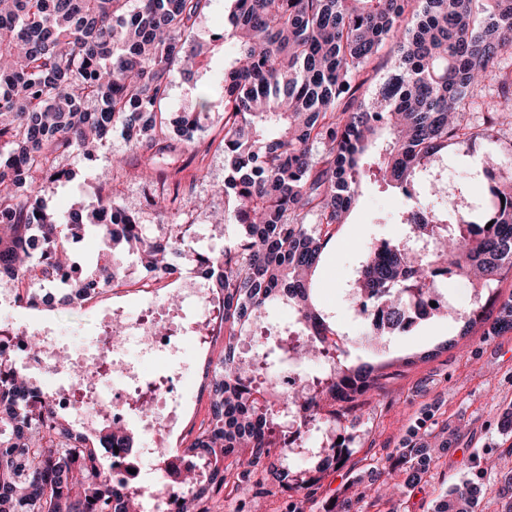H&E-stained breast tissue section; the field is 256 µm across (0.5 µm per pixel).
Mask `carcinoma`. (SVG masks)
<instances>
[{
	"label": "carcinoma",
	"mask_w": 512,
	"mask_h": 512,
	"mask_svg": "<svg viewBox=\"0 0 512 512\" xmlns=\"http://www.w3.org/2000/svg\"><path fill=\"white\" fill-rule=\"evenodd\" d=\"M210 0H0V288L17 299L50 290L78 305L108 281L122 282L129 259L162 278L184 255L176 237H148L140 208L112 191L67 215L48 209L43 184L71 177L60 159L92 162L118 132L132 148L172 151L166 132L197 131L210 111L203 97L171 120L161 104L169 75L181 60L191 77L213 51L186 50ZM224 221L242 229L238 240L201 263L223 265L212 287L224 290L221 319L228 339L213 369L209 420L184 449L208 463L207 486L188 497L198 510L224 490V460L238 470L237 488L251 491L260 469L294 493L315 479L294 474L274 439L281 418L252 399L238 345L254 340L270 311L290 310L314 340L339 349L328 316L317 309L313 276L336 228L345 223L364 181L375 178L415 201L394 220L405 233L364 256L353 288L377 298L387 317L382 335L404 325L409 283H426L438 262L468 281L485 302L470 311L461 335L512 331V295L500 284L512 276V152L488 155L482 174L485 203L466 214L447 204L448 191L466 195L471 175L449 187L430 177L448 142L471 144L480 132L468 119L488 78L499 85L488 106L493 124L512 125V78L501 74L502 51L512 49V0H233L224 33ZM389 48L390 74L370 95L369 70ZM116 228H109L107 219ZM93 230L112 265L89 268L71 248ZM77 276L61 283L58 271ZM380 367L362 362L321 377L316 391L300 384L282 399L332 424L366 392L382 388ZM339 409L322 416V403ZM23 372L0 376V512H137L139 499L100 467L99 450L136 448L132 433L107 424L87 440ZM448 438L418 441L399 461L403 483L368 474L391 495L421 481ZM348 449L322 452L314 471L342 466ZM483 472L453 486L435 512H474ZM512 512V471L497 490Z\"/></svg>",
	"instance_id": "obj_1"
}]
</instances>
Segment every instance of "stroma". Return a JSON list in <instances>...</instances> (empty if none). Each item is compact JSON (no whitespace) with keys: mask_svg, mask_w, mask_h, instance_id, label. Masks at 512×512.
<instances>
[{"mask_svg":"<svg viewBox=\"0 0 512 512\" xmlns=\"http://www.w3.org/2000/svg\"><path fill=\"white\" fill-rule=\"evenodd\" d=\"M223 73L224 53L220 50L213 51L207 68L194 76L173 69L168 97L162 104L164 111L174 115L182 112L195 105L205 90L210 93L212 107L202 130L195 134L193 146H186L176 130H168L167 139L174 150L165 163L159 164L158 180L149 183L143 178L148 151L132 150L116 135L99 154L96 166L73 156L62 159V166L73 170L74 177L66 183L44 184L40 195L48 208L68 212L94 198L100 190L99 170L119 157L123 163L112 182L113 194L140 200L156 189L176 191L172 212L179 220L191 223V236L200 251L216 253L232 244L239 235L236 225L211 231L207 219L196 209L202 198L210 201L213 210L224 208V153L218 147L224 136ZM509 151L512 128L505 126L495 127L490 138L477 142L475 147H448L457 174L475 167L487 153ZM408 205V198L399 190L372 182L364 184L314 277L318 306L331 315L333 327L348 337L342 347V363L352 366L369 361L384 367L383 389L365 394L336 422L333 435L341 437L350 448L348 461L320 474L311 488L292 496L265 483L256 501L258 512H285L292 500L299 502L302 512H331L334 501L354 496L360 499L358 512H433L443 494L478 469L484 472V492L475 512H501L496 484L501 473L512 470V430L506 432L499 427L502 412L512 408V332L486 336L476 329L461 335L470 311L471 289L465 280L453 276L445 281L444 291L455 307L454 313L439 314L410 332L385 337L383 346L375 351L352 342L358 329L348 310L346 285L368 247L401 234V225L393 223L392 218ZM33 317L82 345L90 343L98 331L97 308L93 305L71 309L44 305L34 309L19 304L0 312V325H19ZM223 349L220 337L204 344L189 339L180 362L156 360L152 374H188L198 363L218 362ZM443 429L448 432L447 452L440 454L419 485L404 489L400 499H377L375 491L364 490L358 484L359 475L391 465L403 448ZM330 436L313 433L304 448L295 449L291 454L292 470L312 469L314 448L328 442Z\"/></svg>","mask_w":512,"mask_h":512,"instance_id":"1","label":"stroma"}]
</instances>
